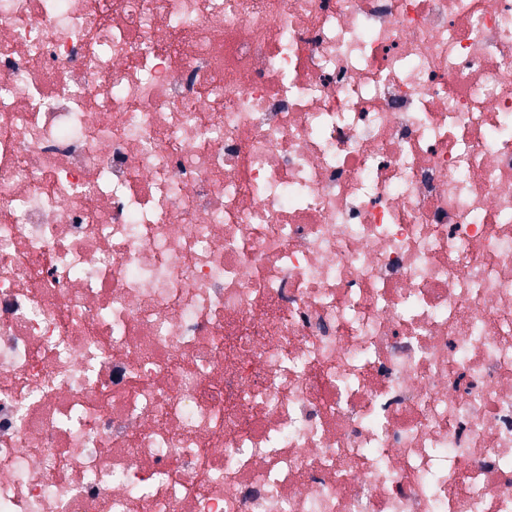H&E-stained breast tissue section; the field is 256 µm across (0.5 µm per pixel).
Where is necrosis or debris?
I'll return each instance as SVG.
<instances>
[{
  "instance_id": "necrosis-or-debris-1",
  "label": "necrosis or debris",
  "mask_w": 512,
  "mask_h": 512,
  "mask_svg": "<svg viewBox=\"0 0 512 512\" xmlns=\"http://www.w3.org/2000/svg\"><path fill=\"white\" fill-rule=\"evenodd\" d=\"M0 512H512V0H0Z\"/></svg>"
}]
</instances>
